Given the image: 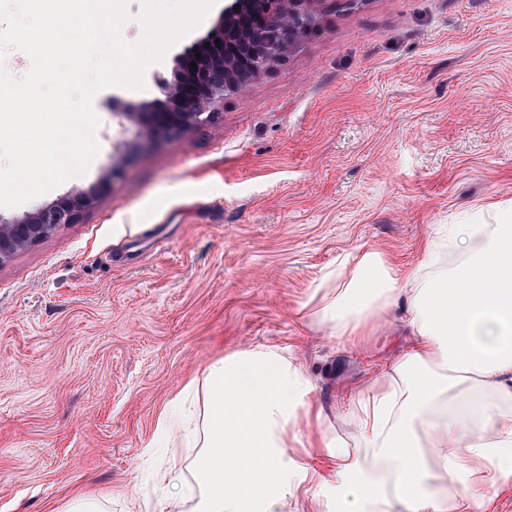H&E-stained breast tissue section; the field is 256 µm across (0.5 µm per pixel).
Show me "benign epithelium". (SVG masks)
Listing matches in <instances>:
<instances>
[{
  "mask_svg": "<svg viewBox=\"0 0 512 512\" xmlns=\"http://www.w3.org/2000/svg\"><path fill=\"white\" fill-rule=\"evenodd\" d=\"M315 3L316 0H283L282 12L274 15L267 8V0H231L224 7V19L208 46L185 51L172 79L157 80L165 97L158 108L123 111L121 115L136 118L141 135L153 141L213 121L218 115L216 107L225 98L246 91L282 59L283 31L290 33L295 46L320 32L321 15ZM197 53L201 57H195ZM193 64L197 69H191ZM120 172L121 167L113 164L98 182L85 189H73L20 216L0 215V265L59 226L76 223L83 212L94 208L109 192Z\"/></svg>",
  "mask_w": 512,
  "mask_h": 512,
  "instance_id": "obj_1",
  "label": "benign epithelium"
}]
</instances>
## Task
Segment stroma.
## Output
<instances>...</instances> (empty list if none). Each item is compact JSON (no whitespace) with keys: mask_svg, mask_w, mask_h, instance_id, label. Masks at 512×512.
<instances>
[{"mask_svg":"<svg viewBox=\"0 0 512 512\" xmlns=\"http://www.w3.org/2000/svg\"><path fill=\"white\" fill-rule=\"evenodd\" d=\"M203 23L145 73L93 98L84 176L13 217L125 174L76 224L0 266V512H65L88 494L146 512L166 445L158 421L213 361L278 348L337 429L345 397L410 336L394 310L353 342L299 311L344 252L414 266L433 225L512 202V0H322L321 32L213 122L159 141L115 109L161 94ZM133 144L117 155L114 142Z\"/></svg>","mask_w":512,"mask_h":512,"instance_id":"stroma-1","label":"stroma"}]
</instances>
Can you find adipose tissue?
Returning a JSON list of instances; mask_svg holds the SVG:
<instances>
[{"label": "adipose tissue", "mask_w": 512, "mask_h": 512, "mask_svg": "<svg viewBox=\"0 0 512 512\" xmlns=\"http://www.w3.org/2000/svg\"><path fill=\"white\" fill-rule=\"evenodd\" d=\"M398 304L409 345L354 392L344 435L278 351L214 361L183 389L203 397L192 421L159 420L189 461L157 472L152 512H286L325 487L335 512H488L512 479V205L435 225L402 274L377 249L346 251L306 309L362 337Z\"/></svg>", "instance_id": "ef3b65f1"}]
</instances>
